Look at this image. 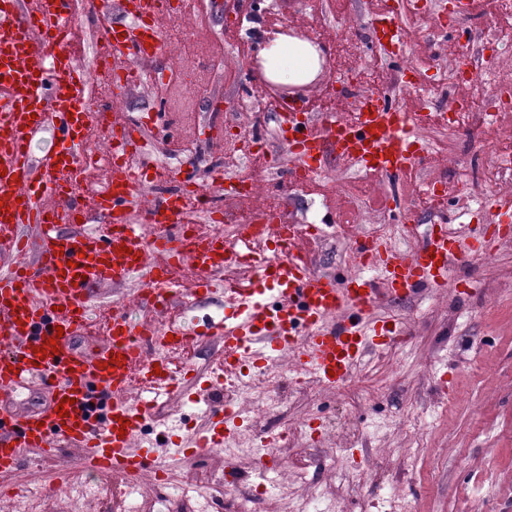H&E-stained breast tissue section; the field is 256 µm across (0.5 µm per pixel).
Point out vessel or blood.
<instances>
[{
	"mask_svg": "<svg viewBox=\"0 0 512 512\" xmlns=\"http://www.w3.org/2000/svg\"><path fill=\"white\" fill-rule=\"evenodd\" d=\"M112 16L99 35L112 73V97L130 93V75L154 80L151 68L163 51L165 0H87ZM73 0H0V407L19 389L49 387L46 408L0 422V474L17 469L24 449L63 459L64 473L132 476L165 473L170 461L241 441L243 419L206 396L201 373L179 359L220 339L223 357L213 374L243 378L254 360L272 365L291 358L301 372L332 388L346 382L370 354L390 348L400 331L369 317L387 302L446 288L455 269L512 241V197L492 195L483 224L466 236L430 225L419 247L405 252L391 242L356 240L362 271L340 278L315 269L307 242L321 229L297 224L288 214L257 211L235 237L198 229L193 213L204 196L254 198L249 176L215 171L209 183L182 170L163 179L155 157L157 137L126 113H107L101 129L113 158L112 178L84 198L73 173L91 163L98 148L90 137L94 115L85 106L98 69L78 66L70 49ZM378 58L403 59L409 33L389 0L369 23ZM348 110L316 112L302 98L281 107L277 137L288 155L293 182L318 180L328 159L380 178H401L421 166L429 150L421 128L436 113L418 103L409 111L379 89L347 84ZM53 129L45 161L33 154L40 131ZM141 209L130 219L131 205ZM106 222L86 224L91 214ZM112 293L106 333L85 351L73 342L86 328L91 298ZM222 293L224 309L193 326H147L127 311L128 297L165 309L192 307ZM168 339L152 357L145 342ZM66 416H59L61 400ZM204 402L205 431L182 445L144 446V422L157 406ZM285 435L264 433L251 455L259 477L278 469L275 453Z\"/></svg>",
	"mask_w": 512,
	"mask_h": 512,
	"instance_id": "b4317fda",
	"label": "vessel or blood"
}]
</instances>
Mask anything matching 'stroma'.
Returning <instances> with one entry per match:
<instances>
[{
  "label": "stroma",
  "instance_id": "obj_1",
  "mask_svg": "<svg viewBox=\"0 0 512 512\" xmlns=\"http://www.w3.org/2000/svg\"><path fill=\"white\" fill-rule=\"evenodd\" d=\"M231 2L208 0L205 8L166 20L159 69L167 71L178 63L192 69L196 79L189 85L169 77L148 83L125 105L136 115L162 109L174 120V136L159 142L156 152L166 170L189 166L205 183L220 166L231 175L249 173L267 182L280 154L273 100L307 97L312 105H327L338 100V79L344 73L367 81L377 69L388 84L401 77L399 65L376 59L366 48L374 0H272L247 17L236 15ZM429 2L412 5L401 0L398 19L413 34L407 61L417 69L415 78L424 92L433 93L442 63L455 58L458 47L430 21ZM73 11L78 37L71 48L88 65L109 19L92 14L86 0H76ZM274 20L297 34L319 38L326 64L317 81L303 87L277 86L259 103L244 78L253 73L256 49ZM242 45L250 46L249 54L239 53ZM217 107L229 115L218 148L192 133ZM256 120L266 133L267 163L253 171L235 144ZM492 139L512 145V123L469 130L451 142L434 144L426 163L402 185L349 168L341 170V183L288 184L283 195L300 224H317L333 215L331 238L314 244L312 251L321 268L345 274L351 241L368 238L372 217L395 225L398 247H418L433 222L418 195L427 181L444 182L449 193L444 215L451 225L464 231L478 224L479 210L468 206L467 196L497 191L499 177L479 151L481 143ZM173 144L182 145L183 153L169 154ZM471 170L479 182L468 191L461 175ZM391 196L406 197V212L399 215L383 208V199ZM455 278L468 284L467 292L448 287L379 310V317L397 315L409 323L412 339L401 353L399 372L373 358L353 390L339 385L292 400L295 416H348L363 440L345 447L324 435H305L298 444L285 445L281 455L293 456L303 448L317 457V466L271 473L261 485L242 480L237 489L240 512L250 507L247 493L297 501L311 488L316 496L310 512H512V247L500 249L494 265H461ZM225 463L220 449L179 461V472L198 491L195 512L205 507L226 512L224 499L212 497L210 488L223 477ZM33 469L42 480L24 487L20 477ZM93 483L79 474L59 485L51 460L24 465L0 489V512H32L36 500L43 512H107L91 491Z\"/></svg>",
  "mask_w": 512,
  "mask_h": 512
}]
</instances>
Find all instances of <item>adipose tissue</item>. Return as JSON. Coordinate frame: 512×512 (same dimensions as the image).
<instances>
[{
    "instance_id": "adipose-tissue-1",
    "label": "adipose tissue",
    "mask_w": 512,
    "mask_h": 512,
    "mask_svg": "<svg viewBox=\"0 0 512 512\" xmlns=\"http://www.w3.org/2000/svg\"><path fill=\"white\" fill-rule=\"evenodd\" d=\"M260 58L265 80L297 87L308 84L324 62L308 41L285 34L266 41Z\"/></svg>"
}]
</instances>
